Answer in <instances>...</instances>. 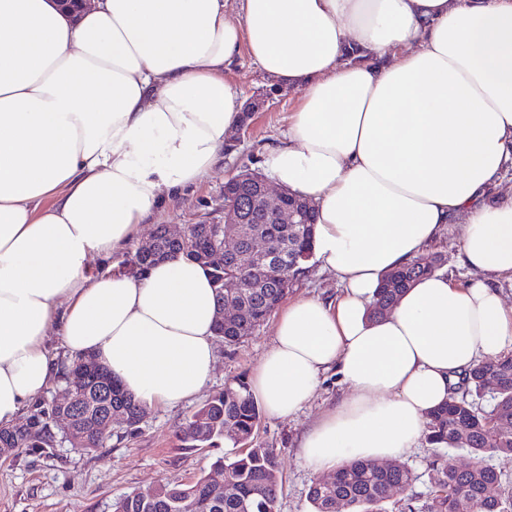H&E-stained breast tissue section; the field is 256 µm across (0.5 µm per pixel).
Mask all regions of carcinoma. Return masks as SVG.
<instances>
[{
  "instance_id": "cac0c4a2",
  "label": "carcinoma",
  "mask_w": 512,
  "mask_h": 512,
  "mask_svg": "<svg viewBox=\"0 0 512 512\" xmlns=\"http://www.w3.org/2000/svg\"><path fill=\"white\" fill-rule=\"evenodd\" d=\"M254 194V185L247 179L231 178L224 185V203L245 205ZM237 229L242 240L261 236L280 255H306L287 269H275L262 259L244 262L234 256L224 261V268L211 269L213 287L219 310L233 304L239 321L255 327L285 300L291 286L304 275L303 264L312 258L315 235V214L306 206V220L292 228L271 224L250 209L242 211V222L226 224L224 230ZM218 225L199 224L193 229L194 250L183 251L158 230L156 244L149 252L135 251L127 263V271L142 274L155 262L172 255H182L199 263L218 243ZM443 268L439 255L429 261L419 258L389 273L372 303L374 316H381L398 297L422 276ZM216 335L224 343L235 345L241 339L236 325L217 322ZM73 370L65 374L63 390L76 403L65 408L72 419L78 445L85 449L100 448L105 439L97 429L98 422L110 410L121 411L129 433L141 423L140 412L146 405L126 394L120 385L104 373L111 386V396L102 395L101 382L86 379L72 382ZM464 391L428 414L426 440L434 451L430 464V489L422 503L410 498L399 505L398 512H512V481L501 477L486 462L492 454L512 455V352L471 369L462 381ZM492 394L494 404L486 409L478 400ZM60 407L41 403L33 406L25 427L0 429V448L19 455L33 448H53L58 439L52 429L51 417ZM261 410L247 386H227L213 395L184 424L176 439L182 449L220 448L224 440L242 445L245 450L231 457L221 456L213 467L224 469V493L212 495L208 476L190 483L162 480L154 495L132 492L119 498L114 512H277L281 476L277 450L257 439ZM467 452L473 462L464 468H448L442 450ZM417 476L396 463L381 467L375 463L352 460L343 463L335 480L324 484L315 480L309 488L312 512H335L336 501H344L350 512H387L384 504L391 500L396 487L409 488Z\"/></svg>"
}]
</instances>
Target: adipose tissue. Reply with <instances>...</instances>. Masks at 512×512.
<instances>
[{
	"mask_svg": "<svg viewBox=\"0 0 512 512\" xmlns=\"http://www.w3.org/2000/svg\"><path fill=\"white\" fill-rule=\"evenodd\" d=\"M247 53L298 94L264 159L316 214L340 292L276 314L250 391L268 417L328 372L349 392L299 441L314 473L395 459L464 373L512 350V0H0V427L92 355L146 405L194 398L216 361L209 269L88 275L224 155ZM461 225L436 272L370 315L385 276Z\"/></svg>",
	"mask_w": 512,
	"mask_h": 512,
	"instance_id": "ef3b65f1",
	"label": "adipose tissue"
}]
</instances>
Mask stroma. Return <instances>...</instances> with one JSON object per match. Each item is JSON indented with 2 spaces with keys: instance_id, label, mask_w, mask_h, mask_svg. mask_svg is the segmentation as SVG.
<instances>
[{
  "instance_id": "stroma-1",
  "label": "stroma",
  "mask_w": 512,
  "mask_h": 512,
  "mask_svg": "<svg viewBox=\"0 0 512 512\" xmlns=\"http://www.w3.org/2000/svg\"><path fill=\"white\" fill-rule=\"evenodd\" d=\"M296 101V92L284 90L255 113L235 150L203 173L184 195L154 213L142 229L141 240L151 238L160 226L176 233L187 224L222 223L226 180L242 165L262 167L266 149L283 142ZM274 328L275 321L270 318L259 328L246 331L234 346L217 342L218 360L201 392L182 404L147 408L135 434L124 433L117 425L103 447L94 451L62 441L49 454L34 449L0 457V512H113L117 498L148 491L158 480L189 482L210 473L217 457L234 455L232 442L220 448L184 450L178 448L175 435L225 386L250 379L272 343ZM345 391L338 377L330 373L315 398L294 415L262 417L258 439L279 453L282 490L277 512H310L307 493L316 476L299 456V438Z\"/></svg>"
}]
</instances>
